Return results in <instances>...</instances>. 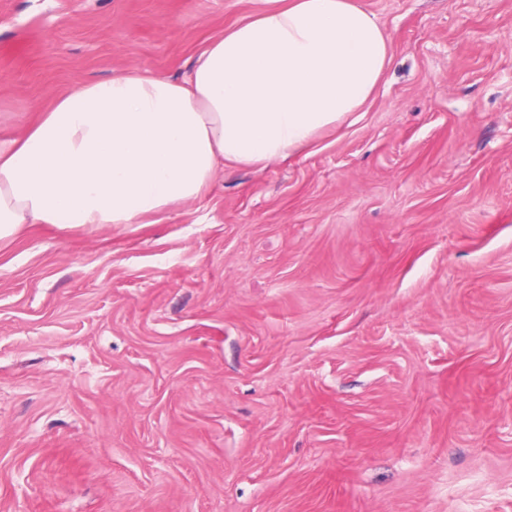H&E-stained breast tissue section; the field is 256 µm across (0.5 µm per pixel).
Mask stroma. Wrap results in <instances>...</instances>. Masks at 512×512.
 I'll return each mask as SVG.
<instances>
[{
  "label": "stroma",
  "mask_w": 512,
  "mask_h": 512,
  "mask_svg": "<svg viewBox=\"0 0 512 512\" xmlns=\"http://www.w3.org/2000/svg\"><path fill=\"white\" fill-rule=\"evenodd\" d=\"M357 2L351 122L0 244V512H512V0ZM269 6L0 0V140Z\"/></svg>",
  "instance_id": "stroma-1"
}]
</instances>
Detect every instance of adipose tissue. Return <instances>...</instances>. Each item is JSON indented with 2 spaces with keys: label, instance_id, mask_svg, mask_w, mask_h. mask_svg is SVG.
<instances>
[{
  "label": "adipose tissue",
  "instance_id": "ef3b65f1",
  "mask_svg": "<svg viewBox=\"0 0 512 512\" xmlns=\"http://www.w3.org/2000/svg\"><path fill=\"white\" fill-rule=\"evenodd\" d=\"M392 61L356 0H288L226 29L180 81L131 70L0 142V242L27 224H137L226 167L286 160L360 111Z\"/></svg>",
  "mask_w": 512,
  "mask_h": 512
}]
</instances>
